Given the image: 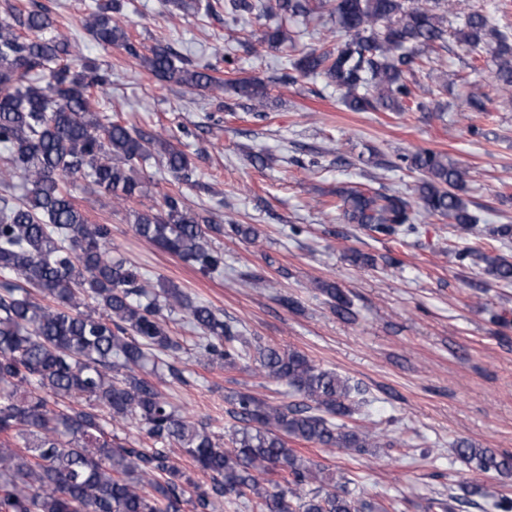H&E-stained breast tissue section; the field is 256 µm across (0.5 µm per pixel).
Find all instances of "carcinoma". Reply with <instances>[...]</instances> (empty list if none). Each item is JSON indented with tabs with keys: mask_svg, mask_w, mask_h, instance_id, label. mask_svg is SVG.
I'll return each mask as SVG.
<instances>
[{
	"mask_svg": "<svg viewBox=\"0 0 512 512\" xmlns=\"http://www.w3.org/2000/svg\"><path fill=\"white\" fill-rule=\"evenodd\" d=\"M180 11L217 12L219 0H167ZM457 0H224V16L265 21L262 41L289 46L297 77L322 76L353 112L427 109L420 87L428 58L448 37L486 55L495 67L497 91L512 96V46L508 31L480 11L458 12ZM122 0H101L84 29L100 45H116L141 61L159 81L205 89L217 98L224 82L169 45L148 49L132 40L121 20ZM325 10L336 48L297 47L304 32L285 25ZM458 20L448 32L444 13ZM0 21V512H214L240 499L261 512H363L346 483L288 447L299 440L362 454L380 448L385 435L349 428L363 404L360 392L336 372L317 366L296 349L252 343L210 305L157 283L146 289L140 272L112 254L111 228L89 221L68 181L125 204L152 193L141 175L154 159L178 182H191L188 155L162 136L146 135L97 111L111 83L104 64L82 56L78 44L55 33L48 9L9 7ZM255 110L266 106L267 84L235 82ZM475 112L489 111L492 97L475 88L467 99ZM417 178L400 192L351 188L336 193L329 209L349 224L384 236L416 231L426 218L462 231L478 224L461 196L470 167L430 149L401 157ZM19 179L22 195L9 190ZM134 231L144 241L206 274L224 269V252L212 244L217 224L167 194L158 208L135 213ZM455 262L484 264L497 282H512V257L463 247ZM323 291L336 312L353 316L346 294ZM188 319L199 333L200 364L234 368L255 363L299 397L272 405L248 392L231 398L235 421L223 434L177 412L160 385L184 382V370L165 361L181 349L167 321ZM136 425L152 446L143 448L112 433ZM211 476L207 487L176 466L171 446ZM458 458L483 473H512V456L475 448L462 440Z\"/></svg>",
	"mask_w": 512,
	"mask_h": 512,
	"instance_id": "carcinoma-1",
	"label": "carcinoma"
}]
</instances>
